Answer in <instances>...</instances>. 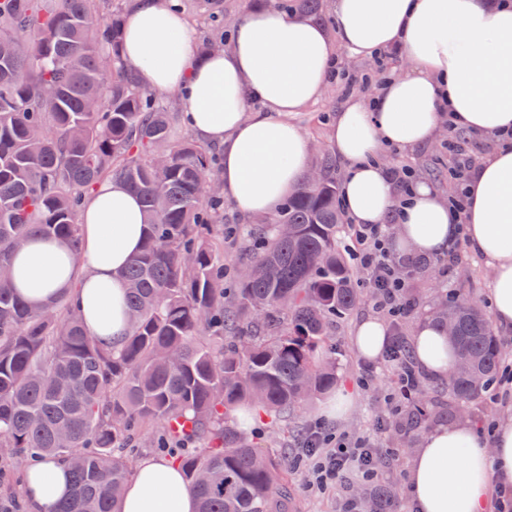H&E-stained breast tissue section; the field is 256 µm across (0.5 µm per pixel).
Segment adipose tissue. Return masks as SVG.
<instances>
[{"instance_id": "adipose-tissue-1", "label": "adipose tissue", "mask_w": 512, "mask_h": 512, "mask_svg": "<svg viewBox=\"0 0 512 512\" xmlns=\"http://www.w3.org/2000/svg\"><path fill=\"white\" fill-rule=\"evenodd\" d=\"M336 31L293 11H248L227 48L198 55L185 16L167 0H134L123 51L142 85L177 95L183 120L219 144L224 198L239 212H273L298 187L310 149L288 116L321 96L337 48L371 58L399 47L407 65L375 95L351 94L332 120L330 148L345 164L340 200L357 224L394 223L390 249L438 255L465 239L492 271L489 304L496 324L512 331V0H335ZM473 135L497 140L467 184L469 208L456 223L445 198L416 180L407 202L380 162L389 148L431 141L444 117ZM137 192L102 180L82 207L81 251L59 237L29 235L14 253L17 294L40 309L72 297L92 336L121 346L128 334L124 268L143 242ZM388 343L384 323L357 322L352 348L376 361ZM412 354L443 379L454 348L442 328L422 320ZM416 512H483L491 483L512 488V422L485 440L469 423L429 432L408 466ZM24 493L50 512L70 493L69 470L55 459L33 465ZM120 512H196V500L172 461L148 459L129 479Z\"/></svg>"}]
</instances>
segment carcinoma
Returning <instances> with one entry per match:
<instances>
[{"label":"carcinoma","mask_w":512,"mask_h":512,"mask_svg":"<svg viewBox=\"0 0 512 512\" xmlns=\"http://www.w3.org/2000/svg\"><path fill=\"white\" fill-rule=\"evenodd\" d=\"M225 43L234 17L212 4ZM123 8L112 0H0V469L53 458L70 469L54 512H119L152 426L191 453L183 471L198 512H288L278 454L235 426L247 405L293 414L336 387L322 355L328 323L360 289L342 247L336 164L321 145L312 170L265 223L228 230L212 150L179 139L180 108L125 65ZM120 178L142 197L141 251L125 270L132 314L118 350L89 335L71 297L34 310L16 294L11 257L34 232L81 243L80 210ZM258 241L224 287L217 234ZM430 317L465 363L448 378L462 403L488 392L503 348L491 319L457 290ZM371 512L395 494L368 492Z\"/></svg>","instance_id":"1"}]
</instances>
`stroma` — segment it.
Listing matches in <instances>:
<instances>
[{"mask_svg":"<svg viewBox=\"0 0 512 512\" xmlns=\"http://www.w3.org/2000/svg\"><path fill=\"white\" fill-rule=\"evenodd\" d=\"M346 95L342 85L327 82L321 97L302 111L290 114L289 122L299 127L310 143L327 142L330 135L329 123L322 117L333 112ZM492 273L471 248H464L454 263H435L425 275L408 280L406 294L413 304V311L404 321V336L412 338L418 322L426 318L440 294L442 287L463 289L467 295L480 304L488 302V288ZM364 317L379 318L384 324H391L387 311L376 307L371 296H364L360 304L345 319L333 322L325 354L336 362L340 387L348 389L354 396V404L347 414L340 418L327 417L323 400H314L307 406L298 420L285 418L270 420L262 416L254 418L250 430L265 448L282 450L284 469L287 473L285 485L288 489L291 512H342L346 499L354 497L362 484L358 474H350L347 484L336 485L326 491L309 489L307 467H296L293 450L300 441L294 438L290 427L299 425L308 428L310 424L322 422L325 428L336 436L357 437L370 435L377 446L376 464L383 472L382 486L393 490L399 502L398 512H411L412 501L405 481V470L421 439L436 425L431 413L419 419L409 430L388 426L379 430L377 422L387 412L386 397L395 387L392 367L384 360L372 363L361 361L351 347V336L356 321ZM371 375L369 385H361L363 375ZM421 386L430 393L428 406L432 410L456 406L447 381L429 375H421ZM459 407V406H456ZM459 417L477 428L487 424H500L512 420V386L502 392L498 400L469 402L459 407Z\"/></svg>","mask_w":512,"mask_h":512,"instance_id":"35a3bbf8","label":"stroma"}]
</instances>
